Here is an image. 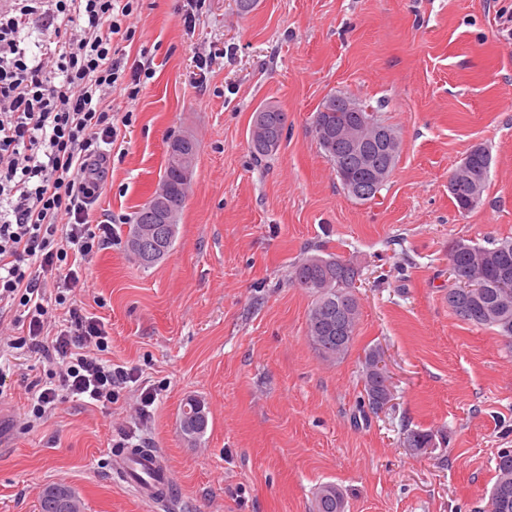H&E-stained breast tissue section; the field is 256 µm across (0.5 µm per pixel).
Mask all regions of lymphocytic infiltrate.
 Segmentation results:
<instances>
[{
    "mask_svg": "<svg viewBox=\"0 0 512 512\" xmlns=\"http://www.w3.org/2000/svg\"><path fill=\"white\" fill-rule=\"evenodd\" d=\"M134 2L0 0V324L9 314L25 323L6 347L52 367L25 386L37 419L66 394L115 403L134 379L101 358L104 323L66 297L111 236L109 225L90 228L88 209L106 186L112 90L125 80L120 42L132 35ZM32 29L43 36L36 57L25 45ZM51 301L68 307L52 338L44 334Z\"/></svg>",
    "mask_w": 512,
    "mask_h": 512,
    "instance_id": "obj_1",
    "label": "lymphocytic infiltrate"
}]
</instances>
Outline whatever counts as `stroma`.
I'll return each mask as SVG.
<instances>
[{"instance_id":"stroma-1","label":"stroma","mask_w":512,"mask_h":512,"mask_svg":"<svg viewBox=\"0 0 512 512\" xmlns=\"http://www.w3.org/2000/svg\"><path fill=\"white\" fill-rule=\"evenodd\" d=\"M183 0H138L128 65L149 67L135 106L112 90L117 137L89 224L112 236L73 293L133 370L119 401L66 397L33 427L19 422L24 379L47 364L0 353V512H40L63 481L84 512H152L113 474L123 430L165 451L176 494L165 512H311L336 484L347 512H484L498 450L512 448V344L448 307V249L512 238V0H206L195 30ZM211 60L205 81L196 60ZM370 104L399 133L398 163L376 196L348 195L311 132L333 95ZM276 105L287 137L253 163V113ZM198 141L174 247L142 266L126 248L134 211L157 188L167 144ZM491 157L480 203L459 213L448 191L475 146ZM325 250L356 263L360 322L347 356L323 361L307 335L312 296L292 268ZM385 357L393 399L359 414L362 361ZM157 399L132 412L145 387ZM208 427L184 438L187 399ZM410 430L438 447L403 445Z\"/></svg>"}]
</instances>
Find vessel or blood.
Wrapping results in <instances>:
<instances>
[{
	"mask_svg": "<svg viewBox=\"0 0 512 512\" xmlns=\"http://www.w3.org/2000/svg\"><path fill=\"white\" fill-rule=\"evenodd\" d=\"M116 462L118 478L139 498L155 506L168 503L175 478L170 462L159 451L124 448Z\"/></svg>",
	"mask_w": 512,
	"mask_h": 512,
	"instance_id": "vessel-or-blood-1",
	"label": "vessel or blood"
}]
</instances>
